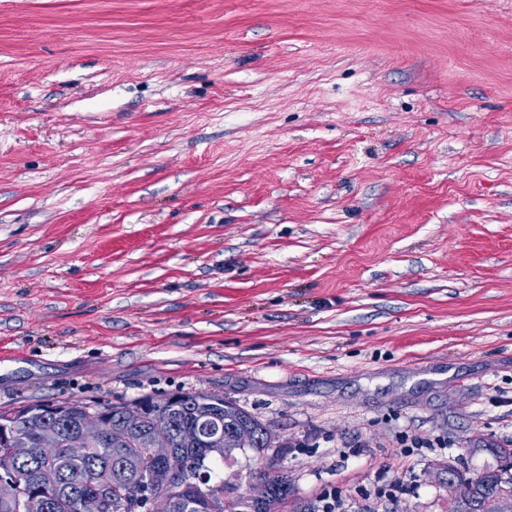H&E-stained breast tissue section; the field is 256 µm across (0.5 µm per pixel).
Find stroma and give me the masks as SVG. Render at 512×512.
Here are the masks:
<instances>
[{
  "label": "stroma",
  "mask_w": 512,
  "mask_h": 512,
  "mask_svg": "<svg viewBox=\"0 0 512 512\" xmlns=\"http://www.w3.org/2000/svg\"><path fill=\"white\" fill-rule=\"evenodd\" d=\"M180 389L282 512L499 468L512 0H0V411Z\"/></svg>",
  "instance_id": "35a3bbf8"
}]
</instances>
